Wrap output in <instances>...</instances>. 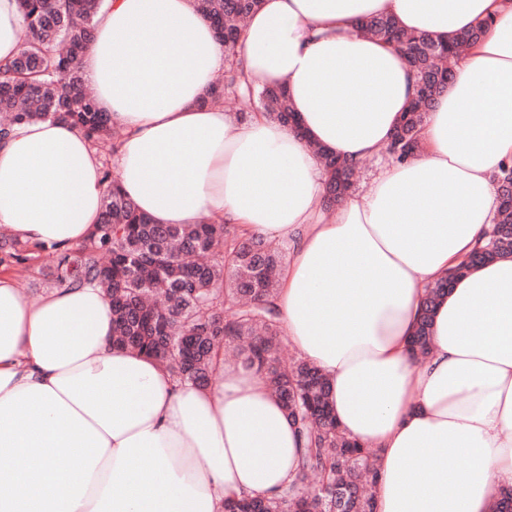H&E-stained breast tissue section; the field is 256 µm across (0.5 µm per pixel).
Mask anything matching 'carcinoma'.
Returning <instances> with one entry per match:
<instances>
[{
    "mask_svg": "<svg viewBox=\"0 0 512 512\" xmlns=\"http://www.w3.org/2000/svg\"><path fill=\"white\" fill-rule=\"evenodd\" d=\"M213 24L232 57L224 76L201 96L203 105L247 98L271 120L295 123L287 87L256 94L235 59L240 23L261 0H193ZM25 27L14 59L0 68V138L17 124L52 119L82 133L102 154L122 137L97 104L83 76L82 53L93 38L102 0H17ZM484 24L447 39L402 32L388 16L360 29L394 45L416 78V96L397 126L388 153L409 158L418 146L425 112L453 77V61L481 35ZM329 173L323 203L331 210L352 190L356 166L321 151ZM107 191L99 224L86 240L55 248L50 281L67 288L96 282L112 307L113 342L159 361L177 379L197 387L212 383L224 345L242 342L238 364L264 374L303 442L299 476L272 499L228 498L224 512H374L376 454L348 439L328 407V382L308 361L283 360L278 313L272 297L285 253L261 238H245L234 224H154L124 194L103 162ZM498 218L488 244L473 251L429 285L412 340L428 354L431 316L452 281L480 263L512 257V168L498 177ZM31 260L28 243L0 235V268Z\"/></svg>",
    "mask_w": 512,
    "mask_h": 512,
    "instance_id": "carcinoma-1",
    "label": "carcinoma"
}]
</instances>
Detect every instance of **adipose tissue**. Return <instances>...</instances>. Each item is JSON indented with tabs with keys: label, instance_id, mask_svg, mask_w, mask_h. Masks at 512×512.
<instances>
[{
	"label": "adipose tissue",
	"instance_id": "adipose-tissue-1",
	"mask_svg": "<svg viewBox=\"0 0 512 512\" xmlns=\"http://www.w3.org/2000/svg\"><path fill=\"white\" fill-rule=\"evenodd\" d=\"M377 15L441 38L485 26L403 164L384 151L414 82L360 31ZM237 51L255 87L286 84L297 128L200 104L227 61L191 0H104L82 67L122 132L123 191L158 224L287 244L283 336L327 377L341 432L376 449V512H491L512 487V258L455 280L425 358L410 342L426 286L486 238L512 166V0H263ZM323 149L380 160L329 212ZM101 170L68 124L14 127L0 235L79 245L99 221ZM300 446L265 375L223 363L209 387L177 382L113 344L100 286L34 304L0 274V512H224L228 497L287 489Z\"/></svg>",
	"mask_w": 512,
	"mask_h": 512
}]
</instances>
